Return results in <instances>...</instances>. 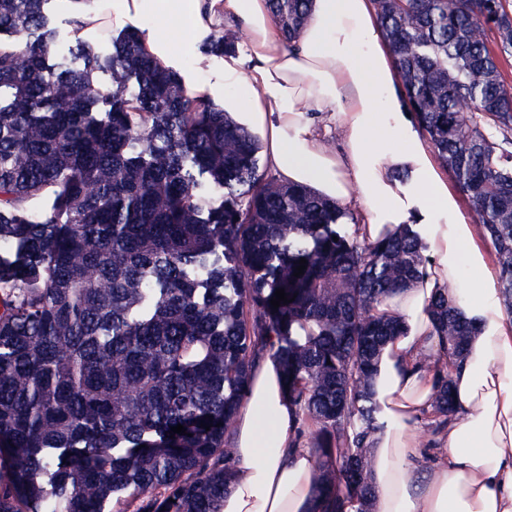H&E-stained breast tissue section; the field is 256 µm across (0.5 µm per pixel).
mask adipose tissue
<instances>
[{
  "mask_svg": "<svg viewBox=\"0 0 512 512\" xmlns=\"http://www.w3.org/2000/svg\"><path fill=\"white\" fill-rule=\"evenodd\" d=\"M130 18L150 17L144 50L165 69L181 48L241 22L249 59L224 57L222 77L189 78L190 96L235 110L262 139L269 167L358 212L369 242L398 233L413 210L431 201L452 205L428 148L409 126L394 94L397 69L369 0H311L293 43H286L269 0H113ZM338 125L345 145L328 149L317 125ZM413 167L415 196L398 190L394 170ZM469 225L429 238L426 275L379 306L404 321L384 347L376 399L384 428L373 443L374 512H512V317L498 308L492 273L469 247ZM469 266L474 298L465 308L481 330L465 360L451 371L457 411L435 439L441 453L418 479L411 421L429 414L435 373L422 363L439 350L428 311L435 288L458 281ZM296 414L283 393L274 359L256 368L234 427L239 476L224 512H311L315 461L299 447Z\"/></svg>",
  "mask_w": 512,
  "mask_h": 512,
  "instance_id": "1",
  "label": "adipose tissue"
}]
</instances>
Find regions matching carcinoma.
I'll use <instances>...</instances> for the list:
<instances>
[{"instance_id": "carcinoma-1", "label": "carcinoma", "mask_w": 512, "mask_h": 512, "mask_svg": "<svg viewBox=\"0 0 512 512\" xmlns=\"http://www.w3.org/2000/svg\"><path fill=\"white\" fill-rule=\"evenodd\" d=\"M269 2L292 40L309 0ZM49 3L0 0V241L16 246L0 258V512H223L229 437L266 356L298 424L316 425L317 512H371L376 368L404 330L377 307L423 278L428 245L411 224L360 241L336 202L264 177L255 135L189 96L135 29L107 30V53L82 44L81 69L50 63ZM371 3L512 310V139L488 132L512 125V0ZM232 186L247 199L221 193ZM279 288L291 302L274 309ZM459 297L444 286L429 305L447 360L479 334ZM454 410L440 370L431 416Z\"/></svg>"}]
</instances>
